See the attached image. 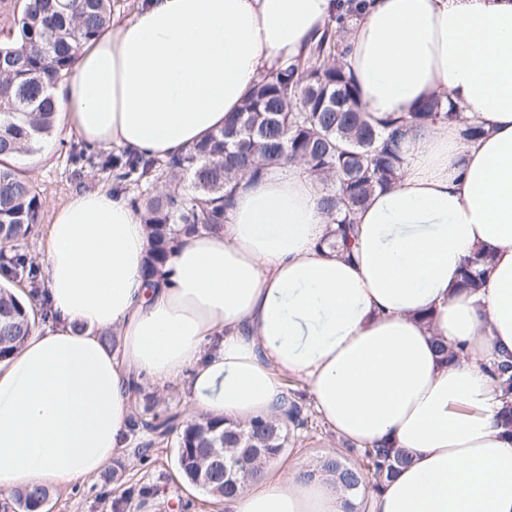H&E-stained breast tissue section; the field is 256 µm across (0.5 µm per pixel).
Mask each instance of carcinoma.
I'll list each match as a JSON object with an SVG mask.
<instances>
[{
    "label": "carcinoma",
    "mask_w": 512,
    "mask_h": 512,
    "mask_svg": "<svg viewBox=\"0 0 512 512\" xmlns=\"http://www.w3.org/2000/svg\"><path fill=\"white\" fill-rule=\"evenodd\" d=\"M112 0H17L15 38L0 43V361L24 343L34 310L48 316L43 292L38 290V265L14 249L40 223L42 202L33 182L16 165L22 156L38 152L56 130L60 110L54 89L70 73L80 47L107 27ZM349 14L335 16L319 35L310 38L298 63L268 72L253 86L240 110L224 127L208 134L184 153L170 159L122 152L107 166L117 183H155L159 194L138 193L130 198L148 230L145 266L158 274L181 234L212 231L224 223L239 184L254 179L274 165L298 162L322 183L319 206L331 219L324 243L347 252L355 237L353 216L378 188L400 178L406 159L401 142L442 113L457 117L450 104L426 99L409 116L375 125L361 102L358 88L342 65L344 33ZM489 256L476 252L461 268L460 285L482 286ZM26 280L29 306L22 305L8 283ZM504 401L499 419L512 435V353L499 356L489 370ZM300 391L284 383L288 419L255 418L238 423L223 417L200 415L186 419L175 410L153 412L148 398L141 411L129 417V429L143 439L174 437L175 463L182 476L208 495L222 501L237 488L224 480V468L255 481L288 447L290 429L307 428L301 417ZM362 463L347 464L329 456L320 464L345 491L370 483L380 490L399 468L410 462L400 448L378 446L357 449ZM45 487L18 489L8 500L19 512H39L48 501Z\"/></svg>",
    "instance_id": "cac0c4a2"
}]
</instances>
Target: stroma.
Wrapping results in <instances>:
<instances>
[{
	"mask_svg": "<svg viewBox=\"0 0 512 512\" xmlns=\"http://www.w3.org/2000/svg\"><path fill=\"white\" fill-rule=\"evenodd\" d=\"M78 141V136L68 132L66 123L62 122L39 152L18 161L42 201L40 224L18 244L19 251L27 253L33 261L41 260L46 226L54 210L70 193L116 188L112 172L88 160L73 158L71 147ZM304 413L308 417V429L301 439L289 441L274 464L278 471L289 472L298 460L307 466L314 465L321 457L336 454L342 448L341 438L319 421L312 407H305ZM174 455L175 450L169 444L153 446L145 458L139 457L135 448H125L110 463L118 471L119 481L108 483L97 475L79 484L51 489L44 512H113V501L121 497L126 500L125 512H224L223 503L182 481ZM148 482L157 485V492L146 498L138 497V488Z\"/></svg>",
	"mask_w": 512,
	"mask_h": 512,
	"instance_id": "stroma-1",
	"label": "stroma"
}]
</instances>
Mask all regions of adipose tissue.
I'll use <instances>...</instances> for the list:
<instances>
[{
	"instance_id": "1",
	"label": "adipose tissue",
	"mask_w": 512,
	"mask_h": 512,
	"mask_svg": "<svg viewBox=\"0 0 512 512\" xmlns=\"http://www.w3.org/2000/svg\"><path fill=\"white\" fill-rule=\"evenodd\" d=\"M144 0L86 45L56 89L93 148L167 158L238 111L337 14L343 62L376 123L451 100L461 120L403 144L406 166L324 246L321 186L303 166L242 181L219 230L181 236L148 277L146 227L123 196L54 210L42 264L49 319L0 363V490L75 484L127 445L133 382L183 379L191 409L245 423L304 383L330 429L411 461L358 495L302 464L247 484L227 512H512V438L486 369L512 351V0ZM481 125L473 141L464 122ZM493 257L482 288L463 261ZM118 329L120 354L99 330ZM458 350L442 360L438 342ZM489 256L476 252L473 256L467 258L461 268L460 285L462 288L477 290L482 286L483 277L487 271Z\"/></svg>"
}]
</instances>
